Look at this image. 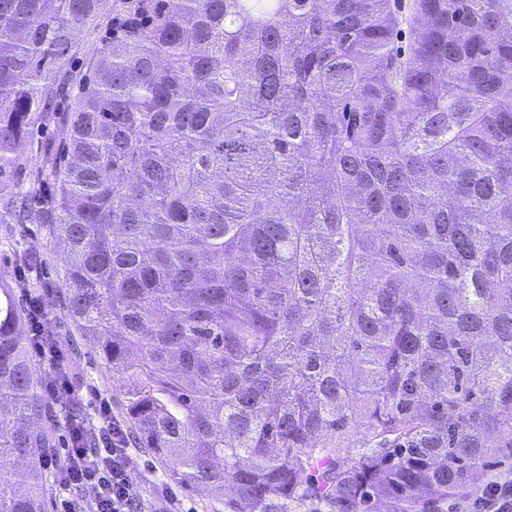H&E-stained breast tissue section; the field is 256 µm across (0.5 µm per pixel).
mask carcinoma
Here are the masks:
<instances>
[{
  "instance_id": "obj_1",
  "label": "carcinoma",
  "mask_w": 512,
  "mask_h": 512,
  "mask_svg": "<svg viewBox=\"0 0 512 512\" xmlns=\"http://www.w3.org/2000/svg\"><path fill=\"white\" fill-rule=\"evenodd\" d=\"M0 0V176L40 186L131 440L227 512H445L512 452V0ZM409 36L408 51L398 45ZM0 288V512L53 440ZM105 15L99 19L92 29L83 32L76 39V48L73 58L68 64V70L75 73L85 71L87 64L102 47V43L112 36V27L124 17L129 7L143 2L130 0H106ZM53 138V132L48 128L35 129L30 134V138L25 140L20 145V152L26 160L25 167L23 166L18 173L13 172L8 177L4 178L1 182L2 192L13 186L18 181H27L29 176L37 170L41 162L40 146L42 143H47Z\"/></svg>"
}]
</instances>
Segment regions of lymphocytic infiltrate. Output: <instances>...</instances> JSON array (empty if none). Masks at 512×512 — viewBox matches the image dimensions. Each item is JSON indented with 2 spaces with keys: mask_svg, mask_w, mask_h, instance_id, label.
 I'll use <instances>...</instances> for the list:
<instances>
[{
  "mask_svg": "<svg viewBox=\"0 0 512 512\" xmlns=\"http://www.w3.org/2000/svg\"><path fill=\"white\" fill-rule=\"evenodd\" d=\"M26 314L31 355L44 368V398L68 436L63 458L54 465L61 474L56 482L60 512H84L88 493L94 497L96 512H139L143 497L133 481L138 460L126 430L102 398L95 402V419L72 413L82 391L68 354L58 344L45 341L51 331L45 292L28 294ZM457 512H512V478L490 481L475 498L459 504Z\"/></svg>",
  "mask_w": 512,
  "mask_h": 512,
  "instance_id": "f902f5d3",
  "label": "lymphocytic infiltrate"
}]
</instances>
